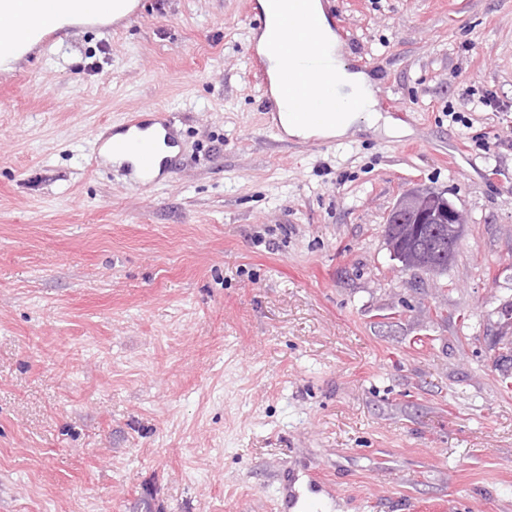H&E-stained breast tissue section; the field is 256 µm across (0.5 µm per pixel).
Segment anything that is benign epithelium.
<instances>
[{
	"label": "benign epithelium",
	"mask_w": 512,
	"mask_h": 512,
	"mask_svg": "<svg viewBox=\"0 0 512 512\" xmlns=\"http://www.w3.org/2000/svg\"><path fill=\"white\" fill-rule=\"evenodd\" d=\"M433 224L432 233L442 235V225L453 224L464 226L466 217L445 196V192L428 187H412L404 192L394 205L388 225L396 224ZM503 322L498 330L499 336L505 342H512V303L509 302L500 309Z\"/></svg>",
	"instance_id": "7a95c632"
}]
</instances>
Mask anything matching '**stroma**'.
<instances>
[{
	"instance_id": "1",
	"label": "stroma",
	"mask_w": 512,
	"mask_h": 512,
	"mask_svg": "<svg viewBox=\"0 0 512 512\" xmlns=\"http://www.w3.org/2000/svg\"><path fill=\"white\" fill-rule=\"evenodd\" d=\"M0 77V512H277L316 470L335 512H512V0H322L406 128L274 131L257 0H137ZM494 93L507 112L485 107ZM152 106L159 185L93 166ZM413 186L468 224L398 269ZM460 239H461L460 237H457V238L448 237V239L442 238L443 244H436L434 247V248H439V251H436L437 250L436 249L432 252H429L427 249H431V248L428 247V244L425 245L422 243V245L426 248L423 250L422 248L418 247L417 239H415L411 242H408V241L402 242L399 245V248H400V251L404 254L405 258L415 257L418 260L419 265L425 264L429 261H432L434 258H442L449 262L450 261L449 256L451 255V253H453L457 244H459ZM448 258H449V260H448Z\"/></svg>"
}]
</instances>
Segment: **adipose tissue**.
I'll list each match as a JSON object with an SVG mask.
<instances>
[{
  "label": "adipose tissue",
  "instance_id": "obj_1",
  "mask_svg": "<svg viewBox=\"0 0 512 512\" xmlns=\"http://www.w3.org/2000/svg\"><path fill=\"white\" fill-rule=\"evenodd\" d=\"M320 36L325 42L333 62L329 79L346 89L343 96L345 117L340 121L322 126L297 124L289 121V109L282 105L278 108V119L285 133L289 137L297 139L313 137L338 139L355 134L358 129L357 123L362 120L365 121L368 127L382 128L388 136L399 137L404 135V128L397 126L390 117L382 116L380 112L376 111L372 84L368 75L361 71L349 70L343 64L340 59L339 42L336 35L328 22L323 21V19L320 24Z\"/></svg>",
  "mask_w": 512,
  "mask_h": 512
}]
</instances>
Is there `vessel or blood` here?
Masks as SVG:
<instances>
[{"label": "vessel or blood", "mask_w": 512, "mask_h": 512, "mask_svg": "<svg viewBox=\"0 0 512 512\" xmlns=\"http://www.w3.org/2000/svg\"><path fill=\"white\" fill-rule=\"evenodd\" d=\"M59 2L0 0V24L10 25L21 15L27 19L18 34L0 35V62L11 57L16 45L30 40H47L44 19L56 10ZM268 37L284 61L294 64L292 75L282 88L283 98L294 106L292 120L315 126L323 125L331 117L329 103L336 100L337 95L325 89L326 59L319 37V23L303 0H287L286 5L279 7L269 26ZM120 130L126 136L121 143L111 142V134L105 126L93 130V162H100L107 152L129 153L135 158L134 163L128 166L134 182L157 184L164 181L170 171V161L161 156L159 149L163 146L173 148L179 144L171 115L156 108H147L132 113ZM318 484V478L311 476L307 478L305 487H283L279 512H313L306 489Z\"/></svg>", "instance_id": "b4317fda"}]
</instances>
